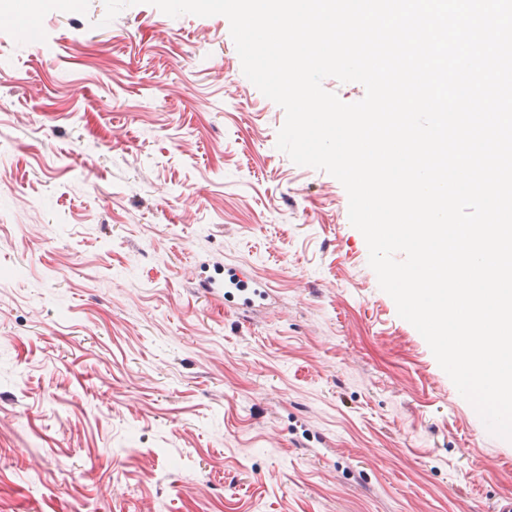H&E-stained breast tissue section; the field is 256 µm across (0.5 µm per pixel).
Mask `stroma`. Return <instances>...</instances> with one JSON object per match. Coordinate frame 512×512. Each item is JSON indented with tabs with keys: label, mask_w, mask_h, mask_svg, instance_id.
<instances>
[{
	"label": "stroma",
	"mask_w": 512,
	"mask_h": 512,
	"mask_svg": "<svg viewBox=\"0 0 512 512\" xmlns=\"http://www.w3.org/2000/svg\"><path fill=\"white\" fill-rule=\"evenodd\" d=\"M0 7V512H491L490 434L225 16ZM264 285L224 295L225 265Z\"/></svg>",
	"instance_id": "stroma-1"
}]
</instances>
